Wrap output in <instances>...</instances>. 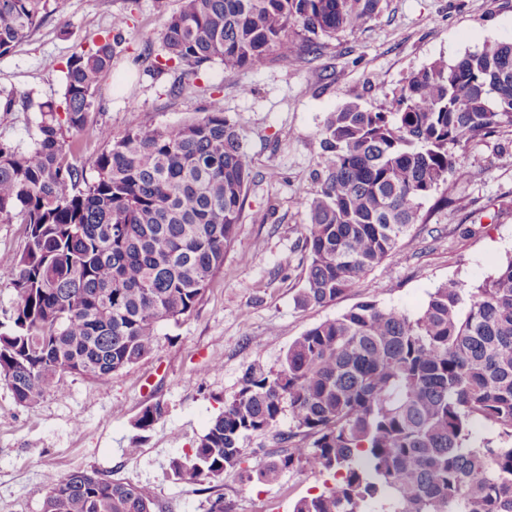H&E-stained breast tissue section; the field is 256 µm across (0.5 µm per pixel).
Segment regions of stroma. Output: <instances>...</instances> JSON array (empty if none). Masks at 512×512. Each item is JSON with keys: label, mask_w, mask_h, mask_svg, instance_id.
<instances>
[{"label": "stroma", "mask_w": 512, "mask_h": 512, "mask_svg": "<svg viewBox=\"0 0 512 512\" xmlns=\"http://www.w3.org/2000/svg\"><path fill=\"white\" fill-rule=\"evenodd\" d=\"M178 6L179 0H69L65 16L47 17L28 42L0 56V91L22 97L14 111L0 112V138L29 149L41 103L63 99L67 60L99 42L114 17L126 16L100 106L73 137L78 160L89 163L131 121L173 128L216 108L236 125L254 160L221 272L192 313L161 324L150 354L107 384L68 377L63 392L33 407L18 405L0 384V512H40L48 478L77 469L150 485L163 512H208L219 496L224 512H292L298 500L323 490L322 475L305 469L272 483L251 478L258 462L283 449L279 436L289 432V419L248 437L240 465L223 479L179 482L168 463L195 447L248 366L277 369L308 328L364 301L416 313L441 282L473 286L512 255V128H504L460 150L461 175L437 190L454 206L425 203L419 223L381 267L334 302H295L308 265L302 227L319 188L328 114L349 102L387 111L410 73L512 41V0H382L365 28L319 39L302 58L258 70L210 63L193 77L192 90L176 95L171 88L183 70L166 65L162 31ZM101 127L110 140L98 137ZM156 401L167 413L130 453L132 423Z\"/></svg>", "instance_id": "35a3bbf8"}]
</instances>
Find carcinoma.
<instances>
[{
  "label": "carcinoma",
  "instance_id": "carcinoma-1",
  "mask_svg": "<svg viewBox=\"0 0 512 512\" xmlns=\"http://www.w3.org/2000/svg\"><path fill=\"white\" fill-rule=\"evenodd\" d=\"M381 0H180L162 33L184 75L207 63L259 69L298 57L312 37L373 20ZM67 0H0V55L27 41ZM116 36L66 63L64 106L41 105L33 148L0 140V224L26 225L0 268L15 294L0 324V383L31 406L69 375L107 383L152 349L163 321L193 312L224 265L253 161L236 126L213 110L176 128L134 122L91 162L65 134L84 128L112 69ZM65 116H60V113ZM512 128V41L486 44L405 78L389 112L347 103L321 132L320 189L308 204L309 255L296 302L336 301L396 251L424 202L460 172L458 151ZM167 412L134 420L136 447ZM288 415L295 444L256 469L328 473L333 484L293 512H512V257L467 288L439 284L417 313L361 302L298 336L276 370L249 367L177 481L220 479L245 438ZM494 434L476 441L474 424ZM147 484L71 471L41 512H154Z\"/></svg>",
  "mask_w": 512,
  "mask_h": 512
}]
</instances>
